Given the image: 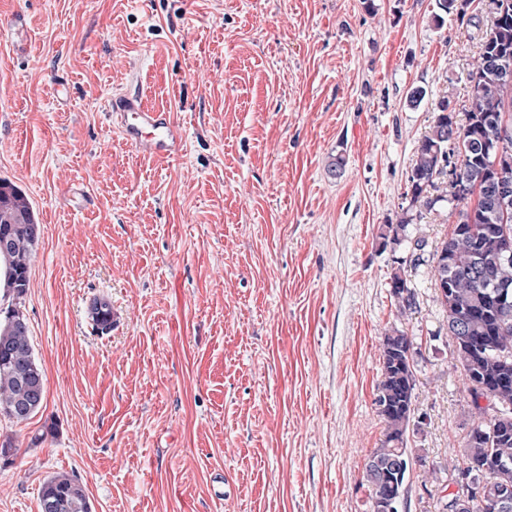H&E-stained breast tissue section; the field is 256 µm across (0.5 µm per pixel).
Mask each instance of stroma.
Here are the masks:
<instances>
[{"mask_svg": "<svg viewBox=\"0 0 512 512\" xmlns=\"http://www.w3.org/2000/svg\"><path fill=\"white\" fill-rule=\"evenodd\" d=\"M436 11L0 0V179L41 225L22 311L47 390L31 419L0 417V512H39L56 472L92 512H372L395 330L416 372L400 512H443L475 420L430 273L458 215L411 202L407 173L439 99L464 121L491 17L485 0ZM126 91L179 123L181 155L147 158L110 124ZM405 216L423 255L382 242ZM397 272L415 291L404 313ZM96 297L112 304L104 335Z\"/></svg>", "mask_w": 512, "mask_h": 512, "instance_id": "35a3bbf8", "label": "stroma"}]
</instances>
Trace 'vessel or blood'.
<instances>
[{
    "instance_id": "obj_1",
    "label": "vessel or blood",
    "mask_w": 512,
    "mask_h": 512,
    "mask_svg": "<svg viewBox=\"0 0 512 512\" xmlns=\"http://www.w3.org/2000/svg\"><path fill=\"white\" fill-rule=\"evenodd\" d=\"M107 112L123 138L148 157L166 161L181 154V126L165 110L149 105L140 95L124 94L109 99Z\"/></svg>"
}]
</instances>
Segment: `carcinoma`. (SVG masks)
I'll return each mask as SVG.
<instances>
[{
  "label": "carcinoma",
  "mask_w": 512,
  "mask_h": 512,
  "mask_svg": "<svg viewBox=\"0 0 512 512\" xmlns=\"http://www.w3.org/2000/svg\"><path fill=\"white\" fill-rule=\"evenodd\" d=\"M496 5L489 33L468 72L470 87L466 121L459 125L448 111V99L436 105L433 126L418 148L408 175L411 201L440 190L445 169L457 172L463 194H440L426 204L447 201L460 206L448 239L433 253L434 282L447 312L448 337L463 381L477 413L464 438L458 473L468 476L470 512H512V304L500 291H512V256L500 249L503 226L512 230V200L499 197L501 178L512 181V168L494 166L497 146L512 151V0ZM406 216L387 225L383 239L399 244L409 239ZM37 223L32 205L14 184L0 180V236L11 237L0 251V417L12 410L24 387L46 386L30 342L29 329L16 326L24 318L20 304L30 286L29 268L38 241L28 228ZM391 291L403 309H412L415 294L396 273ZM93 329L112 331V305L104 299L89 313ZM412 341L402 331L384 336L382 366L375 405L386 426L385 439L366 466L372 508L399 501L407 471L392 469L393 460H408L405 435L415 413L416 375ZM55 502L54 512H90L86 489L74 474L55 473L41 485L39 501Z\"/></svg>",
  "instance_id": "obj_1"
}]
</instances>
